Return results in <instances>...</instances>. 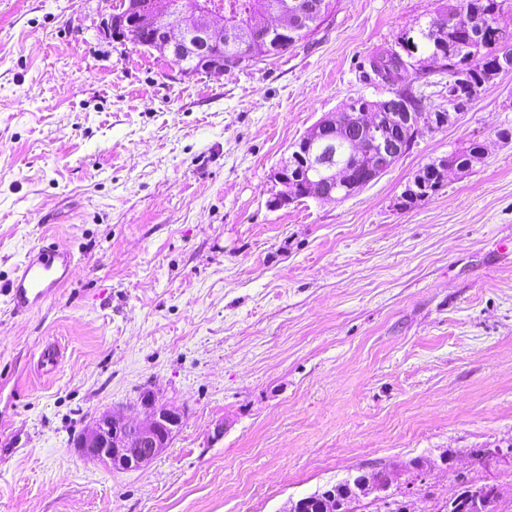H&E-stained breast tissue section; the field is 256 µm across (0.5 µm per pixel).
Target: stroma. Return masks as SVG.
Returning a JSON list of instances; mask_svg holds the SVG:
<instances>
[{
  "mask_svg": "<svg viewBox=\"0 0 512 512\" xmlns=\"http://www.w3.org/2000/svg\"><path fill=\"white\" fill-rule=\"evenodd\" d=\"M445 3L335 0L217 79L114 38L110 0H0V287L43 239L74 255L38 309L0 291V512H282L447 450L413 512L461 474L512 486L473 455L512 444V71L348 198L270 205L292 144L378 97L369 58ZM473 140L485 159L398 207ZM146 386L184 411L165 453L115 471L73 447ZM445 160V157L438 158L436 160H432V164H435L438 162V164H441ZM477 162L476 159L469 160L468 164L463 167H448V166H438L437 164L432 165L427 170H423V172L419 173L416 178L418 184L423 185L424 184V178H427L430 180V182L440 180L442 183L443 180L447 177L448 173L452 172H463L468 170L473 166V163ZM424 177V178H423ZM426 182L424 187L417 190L415 194H406L401 193V195L398 198L397 205L401 209H411L418 205L422 201H426L429 198H431L433 195L437 193V191L442 186L439 183H430Z\"/></svg>",
  "mask_w": 512,
  "mask_h": 512,
  "instance_id": "1",
  "label": "stroma"
}]
</instances>
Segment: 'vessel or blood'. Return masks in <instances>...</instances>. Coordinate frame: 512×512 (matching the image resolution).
<instances>
[{
    "mask_svg": "<svg viewBox=\"0 0 512 512\" xmlns=\"http://www.w3.org/2000/svg\"><path fill=\"white\" fill-rule=\"evenodd\" d=\"M72 265L71 252L57 244L30 250L5 288L12 312L32 311L54 297L69 281Z\"/></svg>",
    "mask_w": 512,
    "mask_h": 512,
    "instance_id": "1",
    "label": "vessel or blood"
}]
</instances>
